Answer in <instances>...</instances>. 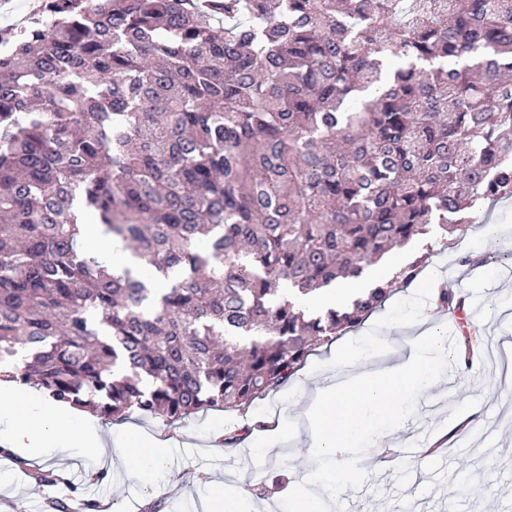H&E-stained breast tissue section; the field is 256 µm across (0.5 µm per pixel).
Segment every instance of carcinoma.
Instances as JSON below:
<instances>
[{
	"label": "carcinoma",
	"instance_id": "cac0c4a2",
	"mask_svg": "<svg viewBox=\"0 0 512 512\" xmlns=\"http://www.w3.org/2000/svg\"><path fill=\"white\" fill-rule=\"evenodd\" d=\"M43 10L0 54V371L56 401L245 409L421 258L317 315L280 284L348 282L512 198V0ZM81 212L140 267L84 251ZM436 304L460 307L447 288Z\"/></svg>",
	"mask_w": 512,
	"mask_h": 512
}]
</instances>
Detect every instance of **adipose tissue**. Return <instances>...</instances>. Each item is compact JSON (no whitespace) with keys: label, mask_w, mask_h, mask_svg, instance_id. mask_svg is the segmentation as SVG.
Returning <instances> with one entry per match:
<instances>
[{"label":"adipose tissue","mask_w":512,"mask_h":512,"mask_svg":"<svg viewBox=\"0 0 512 512\" xmlns=\"http://www.w3.org/2000/svg\"><path fill=\"white\" fill-rule=\"evenodd\" d=\"M395 254L368 266L354 287L343 283L319 292L303 306L322 311L345 305L354 289L390 279L402 266ZM445 338L436 330L418 333L395 355L372 343L344 352L333 384L318 390L310 416L312 440L320 467L310 489H298L292 512H332L337 490L354 484L356 470L345 463L348 453L383 447L420 398L443 378ZM8 407L11 427L0 432L9 451L39 455L51 451L69 455L89 448L102 451L100 434L78 408L44 397L25 384L0 379V408Z\"/></svg>","instance_id":"obj_1"}]
</instances>
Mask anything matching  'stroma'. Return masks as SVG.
<instances>
[{
    "instance_id": "stroma-1",
    "label": "stroma",
    "mask_w": 512,
    "mask_h": 512,
    "mask_svg": "<svg viewBox=\"0 0 512 512\" xmlns=\"http://www.w3.org/2000/svg\"><path fill=\"white\" fill-rule=\"evenodd\" d=\"M501 225V233L486 237V223ZM478 250L484 266L463 263L464 251ZM405 261L425 257L437 269L444 287L465 301L476 331L475 353L469 367L452 369L423 397L410 416L386 439L395 459L383 462L368 452L361 463L357 485L340 491L337 512H390L400 503L403 512H512V384L507 364L485 358L490 341L512 338V199L484 206L475 224L463 235L446 241L433 230L424 244L404 249ZM424 290L409 294L397 289L376 311L378 332L390 349L399 348L414 328L394 327L397 305L411 306ZM335 343L316 346L296 373L305 385H286L270 391L249 408L224 413L196 414L186 422L131 415L133 430L167 441L164 478L152 489V476L121 466L116 450L121 439L116 423L92 416L108 443L105 454H81L79 459L54 453L27 457L0 451V512H140L148 503H159V512H205L217 488H243L264 482L262 498H247L253 512H289L296 476H307L318 460L306 435L289 442L280 453L272 436L276 425L293 421L309 406L308 390L333 374ZM468 413L477 428L453 431L461 413ZM249 426V434L236 448L227 449L217 435L229 426ZM56 475L74 476L75 490L63 497L53 484Z\"/></svg>"
}]
</instances>
